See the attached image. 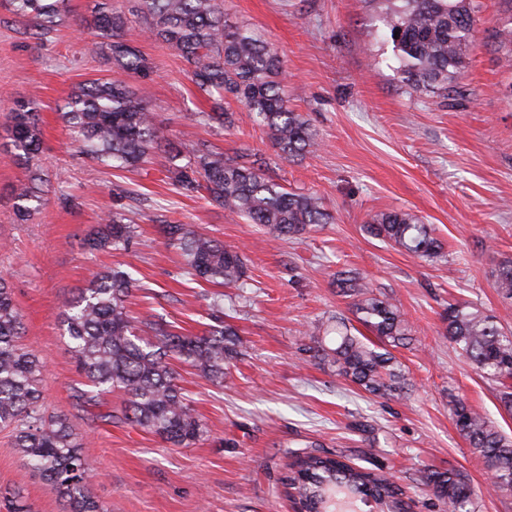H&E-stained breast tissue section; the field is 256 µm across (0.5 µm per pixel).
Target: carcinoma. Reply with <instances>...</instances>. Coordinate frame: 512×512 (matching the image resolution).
Listing matches in <instances>:
<instances>
[{"mask_svg": "<svg viewBox=\"0 0 512 512\" xmlns=\"http://www.w3.org/2000/svg\"><path fill=\"white\" fill-rule=\"evenodd\" d=\"M66 0H8L11 13L24 24L23 35L38 42L50 39L68 18ZM129 12L114 11L105 0L94 6L87 26L95 40L90 56H104L119 69L149 76L151 66L138 47L123 37L128 15L148 23V33L161 40L183 61L191 81L211 96L208 121L230 129L235 113L224 109L232 98L248 117L268 129L283 159L311 152L317 145L302 114L291 108L282 85L283 62L268 42L227 23L222 0H129ZM381 14L385 36L393 44L396 73L411 91L431 88L451 99L461 94L459 78L474 42L475 0H388ZM505 65L512 66V18L494 30ZM66 123L80 135L84 153L104 167L136 169L151 162L164 136L143 95L119 79L94 80L72 89L63 112ZM13 159L27 166V181L15 187L17 219L25 222L42 201L45 179L34 166L42 144L36 103L20 101L10 111ZM167 178L187 197L203 192L209 203L229 215L256 224L273 240L304 234L315 224L328 223L321 199L289 191L255 163L241 162L221 151H189L184 165L170 163ZM368 231L422 258L441 254L442 244L419 217L408 210L377 212ZM162 231L184 257L193 281L221 288H242L243 257L192 229L189 224H164ZM136 238L134 225L113 213L89 235L90 250H126ZM137 279L121 267L96 273L87 288L66 299L59 323L86 379L79 395L87 405H103V396L118 390L125 407L102 418L134 423L170 446L186 447L207 433L183 389L172 362L196 370L219 385L225 365L239 354L236 330L224 323V298L210 307L209 330L200 335L177 332L162 323L141 334L126 301ZM495 287L512 298V261L501 262ZM336 288L351 299L356 319L379 344L351 332L345 319L309 329L314 357L378 397H394L405 389V375L386 346L412 339L411 326L391 298L377 296L353 269L336 272ZM448 339L475 368L500 381L512 380V333L501 330L493 317L465 304H450L443 316ZM22 314L8 278L0 275V428L9 429L14 448L30 469L50 485L66 505L65 512H104L92 494L94 469L82 453L65 415H45L41 386L42 355L20 344ZM457 430L484 459L493 488L512 492V440L463 400L455 401ZM420 481L448 512H474L475 494L453 470H426ZM295 512H330L333 498L349 493L375 503L379 512H409L401 489L385 474L315 453L297 455L280 478Z\"/></svg>", "mask_w": 512, "mask_h": 512, "instance_id": "cac0c4a2", "label": "carcinoma"}]
</instances>
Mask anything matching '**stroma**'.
<instances>
[{"label":"stroma","instance_id":"35a3bbf8","mask_svg":"<svg viewBox=\"0 0 512 512\" xmlns=\"http://www.w3.org/2000/svg\"><path fill=\"white\" fill-rule=\"evenodd\" d=\"M474 44L461 97L411 94L397 79L393 47L381 35L383 0H226L230 21L272 43L285 66L291 107L316 132L315 151L281 159L266 131L242 117L234 128L205 121L204 94L181 59L145 31L124 33L149 59L148 78L122 75L85 53L93 34L83 25L93 0H69L70 18L39 43L0 0V273L9 276L23 315L21 341L45 356L44 409L67 415L97 470L93 495L108 512H293L278 480L294 454L342 455L389 473L413 512H445L419 482L423 471L453 469L473 487L477 512H512V493H489L488 469L455 427L452 407L464 400L512 437L503 388L455 349L441 315L459 302L494 316L512 332V299L494 286L497 265L512 259V67L493 38L507 16L505 0H476ZM124 77L142 89L165 145L153 164L113 170L80 153L61 111L71 87ZM36 98L43 142L38 164L49 191L18 223L13 188L25 170L11 161L7 113ZM207 145L261 164L286 187L319 196L331 223L279 242L256 225L187 197L170 185L169 157ZM403 209L431 225L440 257H417L370 234L368 214ZM137 226L127 251H89L85 241L112 213ZM194 229L237 248L248 285L218 291L188 280L180 249L165 224ZM131 266L140 286L128 300L133 316L203 333L216 294L241 345L231 384L220 386L189 367L178 383L208 428L204 440L173 448L131 425L96 419L80 407L82 377L61 335L62 303L94 272ZM358 268L377 294L398 300L416 345L391 353L407 389L380 398L311 357L308 325L352 319L334 272ZM0 488L19 492L31 512H62L54 490L17 454L0 429Z\"/></svg>","mask_w":512,"mask_h":512}]
</instances>
